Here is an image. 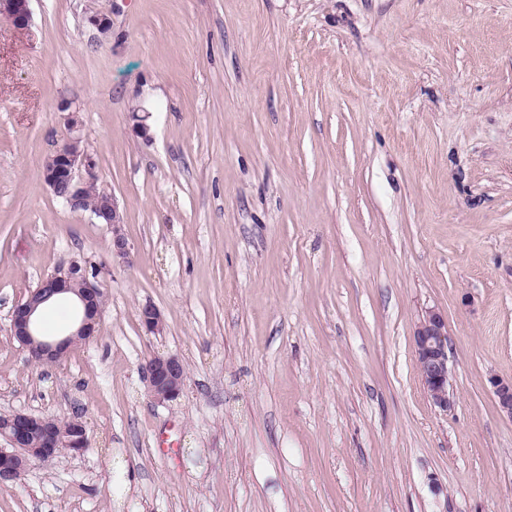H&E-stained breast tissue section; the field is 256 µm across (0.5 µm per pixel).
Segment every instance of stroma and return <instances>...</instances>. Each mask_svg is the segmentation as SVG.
<instances>
[{
  "instance_id": "stroma-1",
  "label": "stroma",
  "mask_w": 512,
  "mask_h": 512,
  "mask_svg": "<svg viewBox=\"0 0 512 512\" xmlns=\"http://www.w3.org/2000/svg\"><path fill=\"white\" fill-rule=\"evenodd\" d=\"M30 8L0 17V413L81 416L91 448L0 485V512H512L489 383L512 378V0ZM64 102L128 262L42 181ZM83 257L109 267L98 331L31 362L10 312ZM430 308L445 412L413 347ZM157 354L185 364L176 400L146 390ZM414 349L423 389L434 406L448 411L454 405L450 392L448 323L443 314L428 309L414 334Z\"/></svg>"
}]
</instances>
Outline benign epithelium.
Instances as JSON below:
<instances>
[{"instance_id": "1", "label": "benign epithelium", "mask_w": 512, "mask_h": 512, "mask_svg": "<svg viewBox=\"0 0 512 512\" xmlns=\"http://www.w3.org/2000/svg\"><path fill=\"white\" fill-rule=\"evenodd\" d=\"M30 2L0 0V16H7L17 28H25L31 21ZM80 143L81 138L73 136L47 157L41 170L42 180L63 206L72 211L88 212L96 223L110 226L112 258L125 261L130 255V246L122 232L118 202L115 196L97 190V162ZM103 270L96 262L73 260L67 268L43 277L38 287L14 306L9 316L10 333L26 349L32 362L54 364L74 343L96 335L104 304L99 282ZM72 291L78 295L83 309L78 324L63 336L53 338L38 334L35 313L40 305ZM140 317L146 332L159 334L163 331V317L154 305L142 306ZM414 349L426 395L434 406L448 411L454 405L450 392L448 323L439 311L428 309L422 315L414 334ZM144 378L156 400L172 401L183 393L185 366L175 354L155 355L144 368ZM489 383L500 411L512 418V380L492 377ZM2 438L9 447L0 448V485L18 482L35 462L53 458L63 448L77 456L89 447L84 422L70 430L54 417L23 411L0 414Z\"/></svg>"}]
</instances>
